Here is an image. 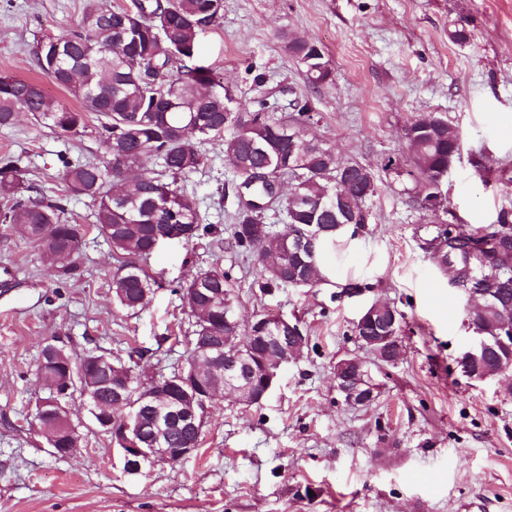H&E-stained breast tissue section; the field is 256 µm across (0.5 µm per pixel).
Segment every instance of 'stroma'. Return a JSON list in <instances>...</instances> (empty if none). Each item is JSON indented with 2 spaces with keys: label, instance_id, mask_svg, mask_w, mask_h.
<instances>
[{
  "label": "stroma",
  "instance_id": "35a3bbf8",
  "mask_svg": "<svg viewBox=\"0 0 512 512\" xmlns=\"http://www.w3.org/2000/svg\"><path fill=\"white\" fill-rule=\"evenodd\" d=\"M88 0H0V73L40 81L67 107L77 100L40 76L33 51L77 27ZM465 24L468 44L449 38ZM325 47L333 83L311 90L282 35ZM200 57L242 101L288 112L309 101L312 133L346 159L380 169L400 155L412 118L447 119L464 144L443 184L444 219L459 229L512 211V0H224V15L199 38ZM96 120L65 141L28 113L0 128V158L21 157L38 192L62 199V220L82 225L79 274L61 276L8 224H0V512H512V369L483 380L457 359L473 331L465 297L432 261V218L411 202L410 184L382 175L356 243L330 258L331 284L263 292L253 258L227 244L238 182L224 142L194 138L204 164L181 192L217 236L164 242L144 261L159 286L137 313L112 298L114 259L94 228L97 206L67 195L63 159L104 164ZM221 265L248 319H299L308 341L266 399L213 403L202 441L175 465L131 475L110 439L85 428L81 450L56 456L32 426L43 394L36 375L47 339L75 356L100 348L144 353L145 376L186 357L193 319L181 284ZM368 285L340 297L347 284ZM382 300L402 322L403 355L377 360L351 332L361 310ZM358 358L380 385L368 406L345 404L333 384L338 361Z\"/></svg>",
  "mask_w": 512,
  "mask_h": 512
}]
</instances>
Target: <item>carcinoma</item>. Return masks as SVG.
<instances>
[{"label": "carcinoma", "mask_w": 512, "mask_h": 512, "mask_svg": "<svg viewBox=\"0 0 512 512\" xmlns=\"http://www.w3.org/2000/svg\"><path fill=\"white\" fill-rule=\"evenodd\" d=\"M224 12V0H131L128 7L104 9L90 3L77 28L49 36L37 44L34 56L47 78L66 88L80 108H68L45 96L36 80L0 75V127L15 124L22 112L66 140L95 116L97 134L111 158L112 172L96 165L63 161L68 192L97 203L95 229L112 245L116 261L112 272L115 304L126 311H140L150 300L157 282L139 264L156 249L158 239L175 235L189 243L215 232L201 224L195 203L178 192L177 178L196 172L203 164L192 145L194 126L210 127V137L224 139V161L246 184L261 175L270 181H288L292 200L284 209L285 230L253 234L264 223V210L237 202L231 236L242 252L257 261L262 289L316 288L328 283L320 265L321 250L336 242L347 226L367 223V202L378 191L372 167L342 159L333 147L305 136L314 123L309 104L273 119L274 106L265 101L243 104L229 95L224 77L210 68L200 71V23L212 26ZM288 51L301 67L305 81L317 89L334 80V68L321 44L283 33ZM404 150L389 157L381 168L414 184L413 202L422 210L448 212L441 176L460 158L463 143L457 130L434 113L417 116L404 130ZM160 163V169L152 167ZM0 196L13 200L0 216L13 224L44 257L65 274L78 270L84 229L61 221L58 202L33 194L26 184L21 159L0 160ZM313 226L318 234L314 249H287L285 239ZM502 241L499 250L482 262L476 257L489 239ZM432 259L458 272L460 290L491 291L492 300L481 310L466 309V317L488 337L499 332L505 318L512 319V211L500 214L487 229L469 233L435 226L429 242ZM197 307L191 341L200 337L222 339L229 332L236 296L230 275L216 266L195 274L183 287ZM401 329L402 314H375V322L358 325L365 336L389 324ZM236 335L260 358H271L276 348L251 341L254 326L238 327ZM138 382V363L97 349L77 360L59 346L43 355L38 366L47 398L61 387L66 371L74 369L98 380L99 409L120 421L125 410L112 405V366ZM512 366V349L497 347L473 364L482 373ZM146 434L163 433L170 448H182L195 439L193 431L158 419V410L140 407Z\"/></svg>", "instance_id": "1"}]
</instances>
